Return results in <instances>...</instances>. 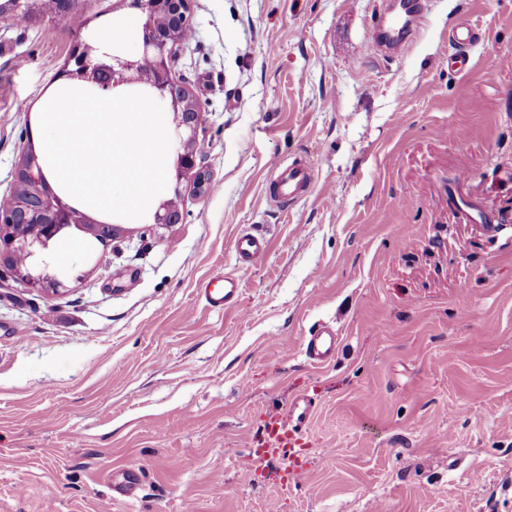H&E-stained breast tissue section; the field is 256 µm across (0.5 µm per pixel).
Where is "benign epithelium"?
I'll return each instance as SVG.
<instances>
[{
	"instance_id": "benign-epithelium-1",
	"label": "benign epithelium",
	"mask_w": 512,
	"mask_h": 512,
	"mask_svg": "<svg viewBox=\"0 0 512 512\" xmlns=\"http://www.w3.org/2000/svg\"><path fill=\"white\" fill-rule=\"evenodd\" d=\"M130 8L139 10L142 17L131 34L139 45L138 53H127L121 44L102 46L80 40L70 51L71 68L65 76L103 96L142 92L157 99L170 115L179 138L177 179L192 182L193 189L200 193L207 181L197 164L195 149L201 112L189 91L171 78L176 46L192 29L190 0H112L115 17ZM15 180L27 183L39 202L33 205L11 195L0 203V273L32 290L62 294L67 291L66 277L50 270L46 260L50 246L72 229L93 233L95 226L86 212L49 189L37 155L26 152L21 156ZM179 220L180 208L168 200L153 214L156 225L176 224ZM18 251L26 254V262L14 263Z\"/></svg>"
}]
</instances>
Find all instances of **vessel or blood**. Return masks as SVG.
I'll return each instance as SVG.
<instances>
[{"label": "vessel or blood", "mask_w": 512, "mask_h": 512, "mask_svg": "<svg viewBox=\"0 0 512 512\" xmlns=\"http://www.w3.org/2000/svg\"><path fill=\"white\" fill-rule=\"evenodd\" d=\"M422 20L423 8L420 0H399L397 8L380 12L371 32L372 48L379 53L402 44L419 31ZM313 181L314 170L311 164H292L280 171L272 184L271 195L294 200L303 196ZM235 250L239 260L245 264L261 262L266 256L264 239L249 233L237 237ZM238 290V280L227 277L209 280L201 288L200 294L208 307L221 310L232 304L238 296ZM338 341L334 331L323 328L317 335L308 338L306 354L315 365L328 364L336 355ZM312 412V401L306 397L300 398L293 401L286 411L271 414L266 429V434L272 441L273 454L287 459V473L296 481L307 471L306 465L300 460L298 447Z\"/></svg>", "instance_id": "obj_1"}]
</instances>
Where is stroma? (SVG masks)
Instances as JSON below:
<instances>
[{"mask_svg": "<svg viewBox=\"0 0 512 512\" xmlns=\"http://www.w3.org/2000/svg\"><path fill=\"white\" fill-rule=\"evenodd\" d=\"M175 81L207 190L181 223L55 247L49 298L0 280V512H512V0H425L376 55L381 0H190ZM112 0L0 21V198L78 39ZM476 31L467 49L448 36ZM472 60L460 73L459 52ZM315 181L272 202L273 162ZM263 237L262 264L235 251ZM241 285L213 310L211 276ZM332 327V364L304 355ZM307 396V475L250 463ZM137 497H114L123 471ZM235 250L239 260L245 264H256L266 256L264 239L249 233H243L237 237Z\"/></svg>", "mask_w": 512, "mask_h": 512, "instance_id": "obj_1", "label": "stroma"}]
</instances>
